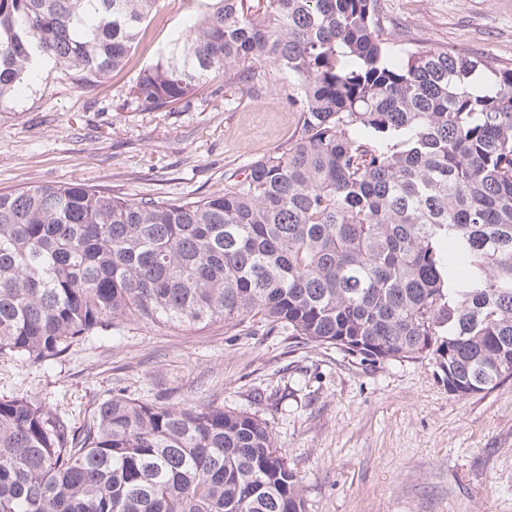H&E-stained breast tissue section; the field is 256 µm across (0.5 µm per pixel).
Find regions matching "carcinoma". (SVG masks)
I'll return each mask as SVG.
<instances>
[{"instance_id": "obj_1", "label": "carcinoma", "mask_w": 512, "mask_h": 512, "mask_svg": "<svg viewBox=\"0 0 512 512\" xmlns=\"http://www.w3.org/2000/svg\"><path fill=\"white\" fill-rule=\"evenodd\" d=\"M158 2L0 0V101L46 61L83 84L122 69ZM204 2L127 98L286 80L297 136L195 200L0 192V354L256 317L363 362L426 353L460 396L512 377V67L395 47L379 0ZM0 512L305 508L257 415L118 393L78 427L0 400Z\"/></svg>"}]
</instances>
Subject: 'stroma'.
<instances>
[{"mask_svg":"<svg viewBox=\"0 0 512 512\" xmlns=\"http://www.w3.org/2000/svg\"><path fill=\"white\" fill-rule=\"evenodd\" d=\"M380 3L401 46L512 67V0ZM199 10L198 0H159L121 71L84 87L49 63L0 102V192L58 182L129 199L205 197L286 144L299 114L281 82L210 79L165 112L126 103ZM119 392L256 414L297 475L305 512H512V378L461 396L430 356L370 364L256 319L230 330L125 322L55 359L0 356V398L36 399L77 426Z\"/></svg>","mask_w":512,"mask_h":512,"instance_id":"obj_1","label":"stroma"}]
</instances>
